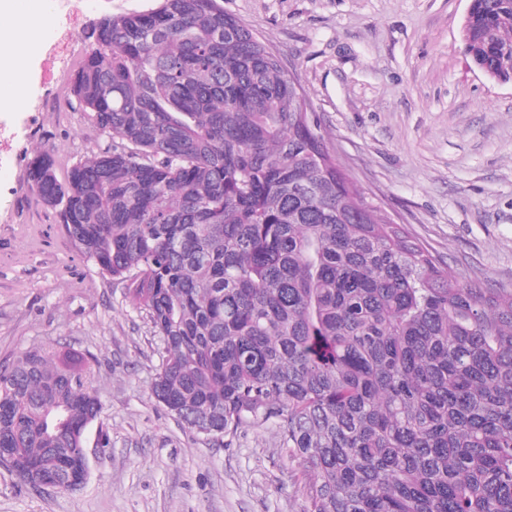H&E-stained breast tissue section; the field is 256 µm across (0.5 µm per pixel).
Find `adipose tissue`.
<instances>
[{
    "instance_id": "obj_1",
    "label": "adipose tissue",
    "mask_w": 512,
    "mask_h": 512,
    "mask_svg": "<svg viewBox=\"0 0 512 512\" xmlns=\"http://www.w3.org/2000/svg\"><path fill=\"white\" fill-rule=\"evenodd\" d=\"M47 7V0H33L26 7L20 0H0V111L19 101L26 60L15 48L27 44L30 26L42 18Z\"/></svg>"
}]
</instances>
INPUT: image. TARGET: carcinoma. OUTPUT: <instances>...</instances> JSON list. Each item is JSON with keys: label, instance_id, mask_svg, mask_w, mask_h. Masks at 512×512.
I'll return each mask as SVG.
<instances>
[{"label": "carcinoma", "instance_id": "cac0c4a2", "mask_svg": "<svg viewBox=\"0 0 512 512\" xmlns=\"http://www.w3.org/2000/svg\"><path fill=\"white\" fill-rule=\"evenodd\" d=\"M100 19L73 94L115 139L29 181L143 310L152 395L191 430L274 429L303 512H512V288L450 276L336 168L310 112L219 0ZM471 60L512 69V0H476ZM84 367L34 348L0 370L14 475L81 451Z\"/></svg>", "mask_w": 512, "mask_h": 512}]
</instances>
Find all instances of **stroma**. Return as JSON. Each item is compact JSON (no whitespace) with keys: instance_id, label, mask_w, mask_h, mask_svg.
I'll return each instance as SVG.
<instances>
[{"instance_id":"35a3bbf8","label":"stroma","mask_w":512,"mask_h":512,"mask_svg":"<svg viewBox=\"0 0 512 512\" xmlns=\"http://www.w3.org/2000/svg\"><path fill=\"white\" fill-rule=\"evenodd\" d=\"M295 76L357 188L455 277L512 287V82L465 52L469 0H221ZM157 0H96L76 41L56 5L38 24L18 107L0 112V366L41 347L91 368L102 411L75 492H34L0 467V512H303L302 466L271 429L196 434L151 396L162 344L145 312L75 247L28 165L58 179L111 144L73 95L100 18ZM106 431L110 445L99 448Z\"/></svg>"}]
</instances>
